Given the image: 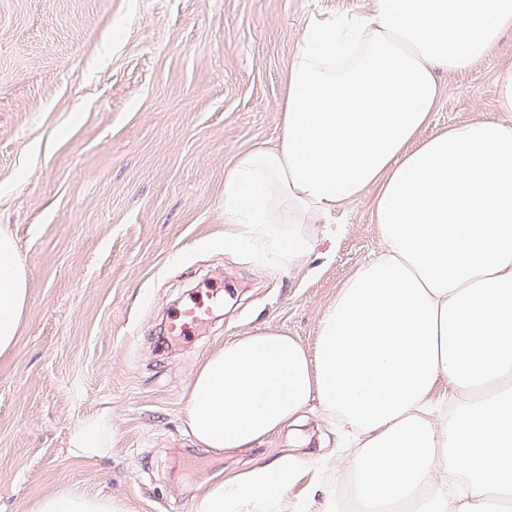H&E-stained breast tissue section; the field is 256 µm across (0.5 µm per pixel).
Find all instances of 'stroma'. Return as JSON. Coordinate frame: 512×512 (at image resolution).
Instances as JSON below:
<instances>
[{
    "mask_svg": "<svg viewBox=\"0 0 512 512\" xmlns=\"http://www.w3.org/2000/svg\"><path fill=\"white\" fill-rule=\"evenodd\" d=\"M370 0H0V230L28 301L0 355V512L78 488L123 512H193L211 484L288 453L324 457L343 497L351 451L309 405L296 430L232 453L185 424L190 382L226 340L271 328L315 348L320 318L381 247L363 197L294 269L225 249L224 174L281 134L284 80L314 18ZM512 30L472 70L439 73L428 133L495 112ZM224 290L188 341L167 313ZM103 420L112 445L79 450Z\"/></svg>",
    "mask_w": 512,
    "mask_h": 512,
    "instance_id": "stroma-1",
    "label": "stroma"
}]
</instances>
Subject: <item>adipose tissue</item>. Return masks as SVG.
I'll return each mask as SVG.
<instances>
[{"label":"adipose tissue","instance_id":"ef3b65f1","mask_svg":"<svg viewBox=\"0 0 512 512\" xmlns=\"http://www.w3.org/2000/svg\"><path fill=\"white\" fill-rule=\"evenodd\" d=\"M512 29V0H371L308 24L285 78L280 143L224 176V245L287 271L318 227L372 194L381 251L361 263L320 324L316 352L264 329L225 341L194 376L186 425L200 445L247 448L310 403L354 433L367 512H484L512 500V64L491 117L425 135L437 71L473 69ZM14 240L0 233V354L27 302ZM444 390L461 408L439 411ZM320 458L284 455L216 481L194 512H336L291 500ZM34 512H122L61 490Z\"/></svg>","mask_w":512,"mask_h":512}]
</instances>
